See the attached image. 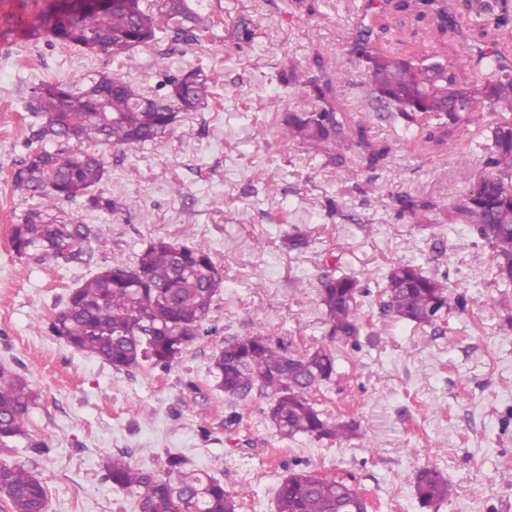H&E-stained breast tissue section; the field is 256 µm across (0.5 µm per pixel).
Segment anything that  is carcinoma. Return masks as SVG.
<instances>
[{
	"mask_svg": "<svg viewBox=\"0 0 512 512\" xmlns=\"http://www.w3.org/2000/svg\"><path fill=\"white\" fill-rule=\"evenodd\" d=\"M26 31L46 34L65 48L112 58L117 68L140 47L169 39L200 43L224 38V8L210 0H33ZM429 21L437 32L455 29L456 11L476 12L500 31L512 24V0H383L388 6ZM373 28L364 26L354 47L368 65V96L384 104L386 119L398 136L423 147L455 148L453 129L466 123L490 132L485 164L494 174L456 195L441 223L463 224L492 249L496 278L512 285V64L501 50L465 53L457 62L432 64L378 43ZM321 76L299 79L295 67L278 73L284 87L303 84V92L318 103L312 112H290L280 134L330 160L340 149L355 147L376 166L389 148H375L365 137L363 123H354L336 101L335 87L345 82L341 70L329 72L315 59ZM220 76L203 68H178L162 74L160 93L141 92L135 79L105 71L87 72L74 80L41 84L29 110L40 118L31 130V146L12 178L14 191L38 199L11 228V247L19 256H34L56 264L91 262L101 229L77 224L61 214L64 200L83 199L84 207L116 215L126 204L97 191L105 177L97 147H132L175 136L182 112H199L217 103ZM466 109L456 110L458 102ZM400 210L433 224L436 205L404 197ZM448 275L426 273L412 263L388 266L384 276L383 312L416 325L445 332ZM224 289V275L209 245L182 246L152 240L132 264L105 267L73 289L66 305L49 323V331L72 348L95 356L116 370L142 361L170 366L207 332L205 325L214 298ZM364 289L348 276H325L320 302L330 335L354 338L366 323L360 315ZM210 372L218 390L245 397L253 390L271 399L269 420L284 437L342 441L367 438L358 426L332 420L318 409L313 390L336 373V357L328 349L301 356L275 347L264 333L224 342L212 359ZM32 392L27 380L0 366V440L22 434ZM106 478L120 490L136 493L138 508L146 512H176L177 497L186 512H238L236 496L207 472L191 469L185 460L170 456L164 472L131 464L112 455ZM416 499L424 507L453 495L448 477L433 465L419 469L414 479ZM0 496L11 512H46L47 491L28 469L0 463ZM370 503L358 488L343 480L308 471L288 474L279 484L275 512H368Z\"/></svg>",
	"mask_w": 512,
	"mask_h": 512,
	"instance_id": "1",
	"label": "carcinoma"
}]
</instances>
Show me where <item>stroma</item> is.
<instances>
[{"instance_id": "35a3bbf8", "label": "stroma", "mask_w": 512, "mask_h": 512, "mask_svg": "<svg viewBox=\"0 0 512 512\" xmlns=\"http://www.w3.org/2000/svg\"><path fill=\"white\" fill-rule=\"evenodd\" d=\"M368 0H221V41L160 42L137 52L124 72L155 91L167 68L218 69L221 110L181 114L173 138L136 147H102L105 194L126 201L91 263L39 265L19 257L9 233L33 199L13 193L11 177L38 119L28 112L45 81L111 70L112 61L43 39L10 34L27 16L23 0H0V365L28 380L35 401L23 436L0 443V462L33 472L48 490V512H134L136 495L105 477L108 456L154 468L181 455L238 495L240 512H274L280 481L312 471L343 479L371 512H512V287L499 285L490 247L464 225L420 230L398 197L448 207L453 193L489 174L486 152L458 128L457 148L423 150L373 117L365 62L352 50L360 25L375 22ZM247 24L249 42L234 28ZM463 13L440 40L404 44L406 54L445 64L482 38L512 55V33L484 31ZM341 66L337 96L391 147L385 167L361 169L359 151L338 163L283 141L279 119L312 108L301 87L277 83L283 65L312 74L315 55ZM308 246L293 250L292 235ZM209 244L224 272L211 331L172 366L144 362L122 371L53 336L48 324L73 288L100 268L132 262L150 240ZM413 261L448 276L449 334L383 314L388 264ZM347 275L365 287L361 314L372 333L330 336L320 304L323 276ZM258 333L290 353L324 347L336 354L332 379L316 392L321 410L354 421L366 439L341 443L284 439L267 419L268 397L224 396L209 372L225 341ZM435 465L454 496L421 507L413 476Z\"/></svg>"}]
</instances>
